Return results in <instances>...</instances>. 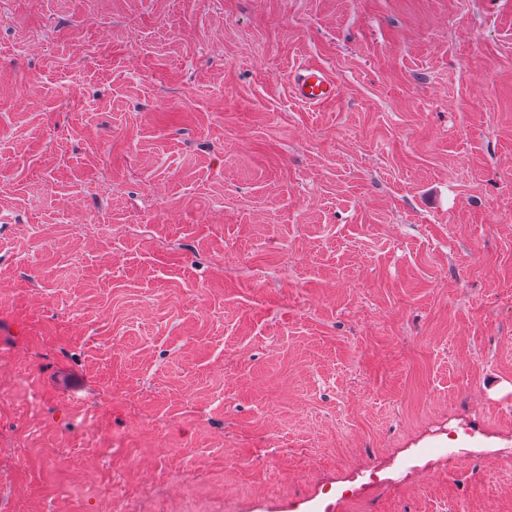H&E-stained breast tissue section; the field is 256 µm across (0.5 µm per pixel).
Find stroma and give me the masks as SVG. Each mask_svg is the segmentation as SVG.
<instances>
[{
	"label": "stroma",
	"mask_w": 512,
	"mask_h": 512,
	"mask_svg": "<svg viewBox=\"0 0 512 512\" xmlns=\"http://www.w3.org/2000/svg\"><path fill=\"white\" fill-rule=\"evenodd\" d=\"M1 425L0 512H512V0H0ZM291 90L297 100L313 106L334 102L339 94L337 85L328 79L322 68L314 64L299 69Z\"/></svg>",
	"instance_id": "35a3bbf8"
}]
</instances>
